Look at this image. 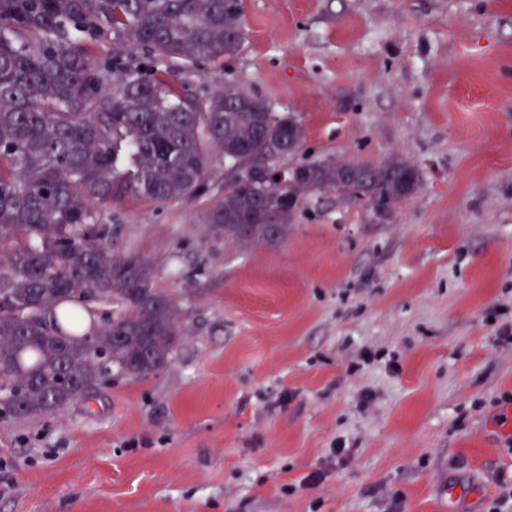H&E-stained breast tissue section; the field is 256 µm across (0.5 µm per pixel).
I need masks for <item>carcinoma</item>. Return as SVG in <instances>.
I'll return each instance as SVG.
<instances>
[{"label":"carcinoma","mask_w":512,"mask_h":512,"mask_svg":"<svg viewBox=\"0 0 512 512\" xmlns=\"http://www.w3.org/2000/svg\"><path fill=\"white\" fill-rule=\"evenodd\" d=\"M112 40V52L93 47ZM245 47L236 0H0V417H37L116 370L163 368L185 313L142 256L112 254V202L194 197L215 155L256 169L224 186L207 223L275 242L305 195L349 189L381 217L415 194L417 169L323 159L288 189L263 164L295 153L302 122L230 82L200 99L167 79ZM118 310L95 318L87 302Z\"/></svg>","instance_id":"1"}]
</instances>
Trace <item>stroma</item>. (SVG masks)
Listing matches in <instances>:
<instances>
[{
    "instance_id": "1",
    "label": "stroma",
    "mask_w": 512,
    "mask_h": 512,
    "mask_svg": "<svg viewBox=\"0 0 512 512\" xmlns=\"http://www.w3.org/2000/svg\"><path fill=\"white\" fill-rule=\"evenodd\" d=\"M244 30L171 82L297 116L281 170L397 156L420 187L388 220L307 195L274 244L206 224L220 158L192 199L113 203L114 252L152 261L187 334L0 419V512H512V0H245Z\"/></svg>"
}]
</instances>
